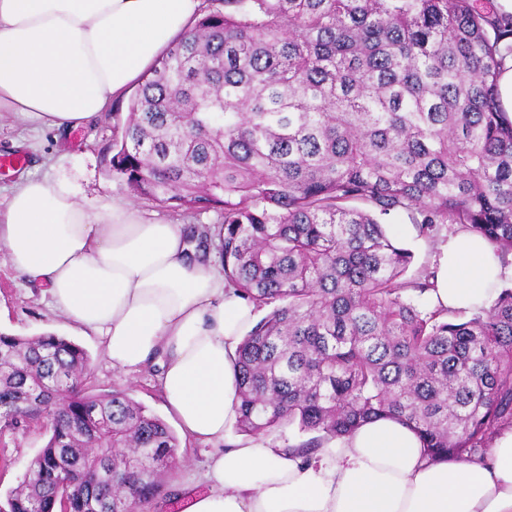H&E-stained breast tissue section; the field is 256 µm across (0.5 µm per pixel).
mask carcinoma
<instances>
[{"label": "carcinoma", "mask_w": 512, "mask_h": 512, "mask_svg": "<svg viewBox=\"0 0 512 512\" xmlns=\"http://www.w3.org/2000/svg\"><path fill=\"white\" fill-rule=\"evenodd\" d=\"M512 17L490 0H213L128 106L110 168L134 195L220 213L225 281L257 310L237 429L324 440L393 417L468 461L512 426V285L465 315L407 275L444 227L512 254V122L497 77ZM83 348L0 333V415L48 438L8 512H152L179 442L127 393L93 394Z\"/></svg>", "instance_id": "carcinoma-1"}]
</instances>
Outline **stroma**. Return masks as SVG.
<instances>
[{"label": "stroma", "instance_id": "stroma-1", "mask_svg": "<svg viewBox=\"0 0 512 512\" xmlns=\"http://www.w3.org/2000/svg\"><path fill=\"white\" fill-rule=\"evenodd\" d=\"M128 115L127 100L112 103L86 126L59 134L26 121L12 112H0V157L19 154L23 166L0 169V208H5L12 189L21 177L68 180L79 202L102 206L111 200L127 199L137 217L171 224H187L183 212L148 199L133 196L127 186L113 177L104 161L105 148L120 133ZM80 345L90 357L89 376L93 393L128 392L136 402L178 429L160 391V360H153L138 372L113 368L97 336L84 333L51 305L42 283L18 274L0 245V332L16 336H37L46 328ZM46 441L44 430L36 427L11 429L0 425V500L17 487L25 467ZM212 446L181 440L176 465L166 476L169 489H176L188 478L200 475Z\"/></svg>", "mask_w": 512, "mask_h": 512}]
</instances>
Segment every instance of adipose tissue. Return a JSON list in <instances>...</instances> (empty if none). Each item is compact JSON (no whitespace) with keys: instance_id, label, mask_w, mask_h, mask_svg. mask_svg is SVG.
Returning a JSON list of instances; mask_svg holds the SVG:
<instances>
[{"instance_id":"1","label":"adipose tissue","mask_w":512,"mask_h":512,"mask_svg":"<svg viewBox=\"0 0 512 512\" xmlns=\"http://www.w3.org/2000/svg\"><path fill=\"white\" fill-rule=\"evenodd\" d=\"M202 0H0V111L71 131L135 86L192 26ZM12 267L47 284L51 304L99 336L113 367L140 370L163 352L160 389L184 437L215 446L186 483V512H512V427L483 457L434 459L402 421L382 417L304 461L254 437L224 449L238 416L234 359L254 306L228 287L218 236L204 249L182 224L134 217L130 202L88 206L62 179L26 177L0 209ZM512 275L482 236L450 237L433 302L486 305Z\"/></svg>"}]
</instances>
